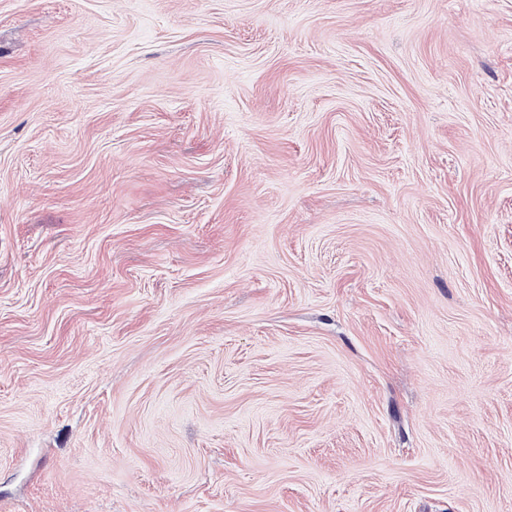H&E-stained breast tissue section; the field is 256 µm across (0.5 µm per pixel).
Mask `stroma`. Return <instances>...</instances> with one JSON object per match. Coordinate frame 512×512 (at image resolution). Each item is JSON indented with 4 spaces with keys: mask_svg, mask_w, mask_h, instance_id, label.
<instances>
[{
    "mask_svg": "<svg viewBox=\"0 0 512 512\" xmlns=\"http://www.w3.org/2000/svg\"><path fill=\"white\" fill-rule=\"evenodd\" d=\"M0 512H512V0H0Z\"/></svg>",
    "mask_w": 512,
    "mask_h": 512,
    "instance_id": "stroma-1",
    "label": "stroma"
}]
</instances>
